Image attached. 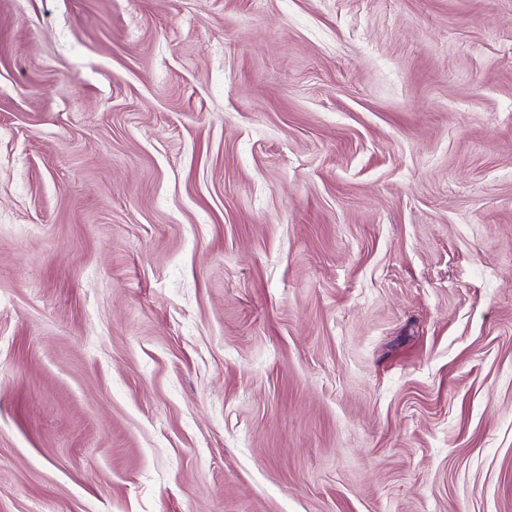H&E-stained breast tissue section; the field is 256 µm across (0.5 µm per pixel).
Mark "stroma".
Masks as SVG:
<instances>
[{
    "instance_id": "obj_1",
    "label": "stroma",
    "mask_w": 512,
    "mask_h": 512,
    "mask_svg": "<svg viewBox=\"0 0 512 512\" xmlns=\"http://www.w3.org/2000/svg\"><path fill=\"white\" fill-rule=\"evenodd\" d=\"M0 512H512V0H0Z\"/></svg>"
}]
</instances>
